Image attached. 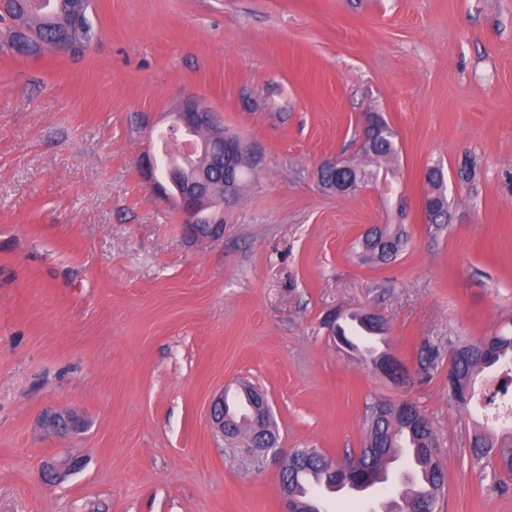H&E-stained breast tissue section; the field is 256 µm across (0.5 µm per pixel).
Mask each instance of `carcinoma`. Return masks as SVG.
I'll return each instance as SVG.
<instances>
[{
    "instance_id": "obj_1",
    "label": "carcinoma",
    "mask_w": 512,
    "mask_h": 512,
    "mask_svg": "<svg viewBox=\"0 0 512 512\" xmlns=\"http://www.w3.org/2000/svg\"><path fill=\"white\" fill-rule=\"evenodd\" d=\"M83 0H54V12L45 16L28 9L25 0H11L6 5L7 13H0V54L11 52L9 43L17 36L26 42L25 58H39L47 54V46L73 36L94 37L92 23L81 15ZM21 17L22 31L11 25V18ZM396 134L381 115L369 128L360 151L373 162L391 159L397 151ZM261 167L254 160L249 144H244L232 166L214 169L213 177L224 179V189L233 190L241 196L250 188L253 177ZM317 181L325 191L334 192L340 182L353 185L366 183L378 174L359 165L349 164L344 170L316 171ZM429 200L430 223L441 227L448 223V197L445 174L442 167L434 165L425 174ZM407 245V235L392 224L374 225L357 240V247L364 257L372 262L388 264L395 261ZM348 323L336 326V335H355L362 342L365 353L373 358L376 349L371 345L372 337L383 334L360 313L346 316ZM512 360V336L501 333L486 336L464 346L461 357L454 361L458 381L465 387V397L458 406L466 409L474 397L476 377L484 370L502 360ZM437 447L432 425L423 430L410 428L384 403L377 402L369 407L365 418V443L360 454L361 464L350 469L347 475L333 471L332 459L312 450H298L288 455L284 464L283 477L288 492L299 502L311 501L318 494H342L350 487L384 489L389 478L380 475L390 470V464L404 460V484L407 489L383 502L384 512H406L407 505L414 498L427 499L433 509H438L440 494L445 485V471L440 461L432 458L427 449ZM470 452L477 462L485 460L498 466L505 474H512V427L491 435L476 432L470 440Z\"/></svg>"
}]
</instances>
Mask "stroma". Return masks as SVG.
Wrapping results in <instances>:
<instances>
[{
    "label": "stroma",
    "mask_w": 512,
    "mask_h": 512,
    "mask_svg": "<svg viewBox=\"0 0 512 512\" xmlns=\"http://www.w3.org/2000/svg\"><path fill=\"white\" fill-rule=\"evenodd\" d=\"M90 18L83 56H0V512H279L277 470L207 422L240 380L267 392L282 448L335 460L362 448L367 405L411 401L440 512H512V476L468 452L500 422L448 393L449 343L512 330V0H95ZM188 94L266 156L218 240L139 171ZM367 112L397 133L394 184L323 191L318 162L356 159ZM375 224L408 233L393 263L355 248ZM365 309L404 383L322 325ZM52 408L83 428L44 437ZM65 455L80 469L46 480ZM426 184L429 189L425 196L429 200V213L427 202L423 201L422 213L428 224H434L436 228H441L448 222V197L446 194L445 174L443 167L438 165L430 166L425 174ZM373 367L393 383L403 382L406 378V369L400 360L391 353H386L379 359L372 361Z\"/></svg>",
    "instance_id": "1"
}]
</instances>
